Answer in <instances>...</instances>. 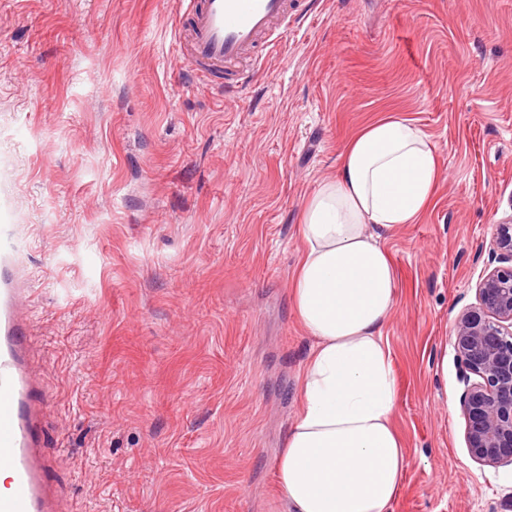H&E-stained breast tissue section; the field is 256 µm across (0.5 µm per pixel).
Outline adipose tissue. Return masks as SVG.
<instances>
[{"label": "adipose tissue", "instance_id": "adipose-tissue-1", "mask_svg": "<svg viewBox=\"0 0 512 512\" xmlns=\"http://www.w3.org/2000/svg\"><path fill=\"white\" fill-rule=\"evenodd\" d=\"M437 180L429 136L393 115L359 130L303 207L292 298L313 346L277 466L290 512H389L399 495L406 454L383 333L397 277L383 241L420 218Z\"/></svg>", "mask_w": 512, "mask_h": 512}]
</instances>
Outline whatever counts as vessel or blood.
Listing matches in <instances>:
<instances>
[{"mask_svg":"<svg viewBox=\"0 0 512 512\" xmlns=\"http://www.w3.org/2000/svg\"><path fill=\"white\" fill-rule=\"evenodd\" d=\"M288 0H177V50L196 78L239 92L260 51L288 29ZM21 226L0 198V469L9 474L0 512H56L44 451L46 404L29 359L30 281L19 263Z\"/></svg>","mask_w":512,"mask_h":512,"instance_id":"obj_1","label":"vessel or blood"}]
</instances>
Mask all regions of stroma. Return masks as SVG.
Here are the masks:
<instances>
[{"label": "stroma", "mask_w": 512, "mask_h": 512, "mask_svg": "<svg viewBox=\"0 0 512 512\" xmlns=\"http://www.w3.org/2000/svg\"><path fill=\"white\" fill-rule=\"evenodd\" d=\"M175 0H0V190L20 215L62 512H289L311 339L305 201L389 112L439 181L384 241L406 472L392 512H512L468 455L451 326L512 215V0H310L243 90L195 79Z\"/></svg>", "instance_id": "35a3bbf8"}]
</instances>
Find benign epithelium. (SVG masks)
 Masks as SVG:
<instances>
[{
	"label": "benign epithelium",
	"instance_id": "benign-epithelium-1",
	"mask_svg": "<svg viewBox=\"0 0 512 512\" xmlns=\"http://www.w3.org/2000/svg\"><path fill=\"white\" fill-rule=\"evenodd\" d=\"M501 265L476 283L477 306L454 320L465 444L482 466L512 465V218L495 225Z\"/></svg>",
	"mask_w": 512,
	"mask_h": 512
}]
</instances>
